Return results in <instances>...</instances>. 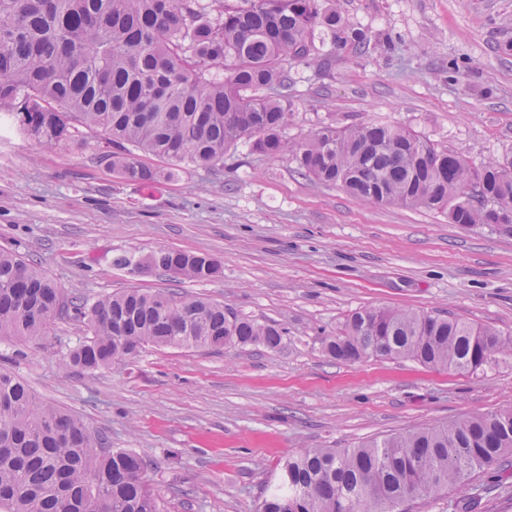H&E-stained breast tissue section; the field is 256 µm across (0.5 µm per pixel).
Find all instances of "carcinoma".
<instances>
[{
  "instance_id": "cac0c4a2",
  "label": "carcinoma",
  "mask_w": 512,
  "mask_h": 512,
  "mask_svg": "<svg viewBox=\"0 0 512 512\" xmlns=\"http://www.w3.org/2000/svg\"><path fill=\"white\" fill-rule=\"evenodd\" d=\"M336 49L358 48L337 0H0V120L48 149L102 136L118 149L112 169L153 182L173 167L209 168L241 143L289 153L297 172L354 199L445 211L448 222L512 234V159L472 167L400 125H324L284 136L288 62L315 55L316 29ZM31 99L44 109L19 112ZM164 159L154 169L139 154ZM113 265L195 281L211 279L207 254L159 250ZM91 336L67 363L99 370L147 347L261 344L284 332L208 299L128 288L88 307L71 301ZM61 287L38 265L0 249V338L46 333ZM338 361L410 359L483 372L512 358V336L492 327L405 309L364 308L325 340ZM512 469V408L412 427L355 448H306L285 460L261 512H405L477 475L497 483ZM147 463L105 451L74 412L37 399L0 370V512H160Z\"/></svg>"
}]
</instances>
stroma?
<instances>
[{
	"instance_id": "1",
	"label": "stroma",
	"mask_w": 512,
	"mask_h": 512,
	"mask_svg": "<svg viewBox=\"0 0 512 512\" xmlns=\"http://www.w3.org/2000/svg\"><path fill=\"white\" fill-rule=\"evenodd\" d=\"M368 41L288 65L285 136L392 123L473 167L512 156V0H340ZM104 143L49 150L0 128V248L94 304L169 288L282 327V345L149 347L87 371L67 365L89 331L63 310L47 333L0 342V367L136 453L162 512H257L282 461L353 448L408 426L512 406V359L487 375L401 359L329 358L325 337L368 307L446 313L512 335V235L425 208L362 203L301 176L289 155L230 150L222 165L126 180ZM204 253L199 282L113 266L120 253Z\"/></svg>"
}]
</instances>
